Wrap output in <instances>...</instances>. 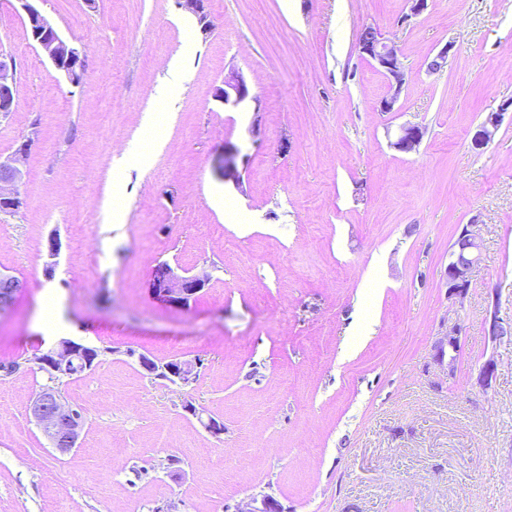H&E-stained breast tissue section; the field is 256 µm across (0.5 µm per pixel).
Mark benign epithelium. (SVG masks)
<instances>
[{"instance_id":"benign-epithelium-1","label":"benign epithelium","mask_w":512,"mask_h":512,"mask_svg":"<svg viewBox=\"0 0 512 512\" xmlns=\"http://www.w3.org/2000/svg\"><path fill=\"white\" fill-rule=\"evenodd\" d=\"M25 15L28 31L33 42L51 61L56 70L67 81L80 86L87 72L85 55L74 42L64 37L58 28L37 7L38 0H17ZM183 5L197 16L200 31L208 33L212 27L206 0H183ZM357 48L363 58L382 73L388 81L390 93L379 102V111L395 112L400 93L406 83L401 68L398 49L386 41L377 27L366 25L362 28ZM454 49L449 42L434 56L427 58L426 67L430 72L441 70L448 64ZM13 64L0 55V113L7 114L15 110L17 86L12 75ZM250 98V89L244 76L231 72L224 77V86L216 89L215 100L229 108H236ZM512 110V99L505 100L498 111L489 113L482 122L471 131L472 150H484L498 130L504 115ZM424 136L422 127L416 124H403L399 127L391 147L399 153L410 154L417 151ZM239 150L234 146L224 147V158L218 165V173L226 181L240 185L237 169ZM22 179L21 171L13 162L0 160V201L14 208L25 206V200L18 190ZM475 224L460 227L456 244L448 250V265L445 269V285L448 297L463 300L471 286V271L480 257V242L474 230ZM209 283V276L202 274L180 273L167 263L155 266L148 280V290L159 303L174 307L190 306L199 293ZM23 288L22 282L14 275L0 271V314L13 306L15 299ZM487 334L492 342L501 343L512 340V323L500 321L496 314H491ZM461 330L456 328L440 342L436 358L447 362L448 377H453L457 369L461 352ZM85 354L83 344L72 339H62L52 348L37 357L39 369L47 368L57 376L64 378L72 375L73 362ZM138 364L149 375L165 380L173 385L188 386L199 376L201 361L174 360L158 364L146 355L138 356ZM497 362L489 356L479 366L476 384L484 391L489 390L496 380ZM184 411L196 419L204 429L212 434L224 432V422L205 415V410L191 403L184 406ZM28 412L35 425L40 429L50 447L66 454L78 447V441L85 424L83 411L66 403L56 387L45 386L30 400Z\"/></svg>"}]
</instances>
